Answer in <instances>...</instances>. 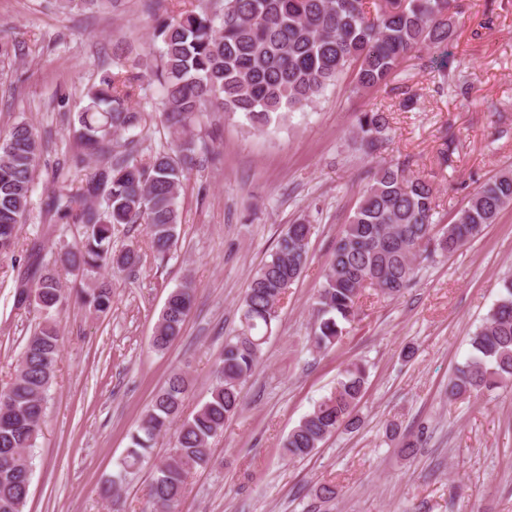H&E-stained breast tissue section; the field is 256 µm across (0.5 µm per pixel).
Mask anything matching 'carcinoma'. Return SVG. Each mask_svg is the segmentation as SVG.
<instances>
[{"instance_id": "cac0c4a2", "label": "carcinoma", "mask_w": 512, "mask_h": 512, "mask_svg": "<svg viewBox=\"0 0 512 512\" xmlns=\"http://www.w3.org/2000/svg\"><path fill=\"white\" fill-rule=\"evenodd\" d=\"M456 0H221L218 10L200 6L156 20L161 42L151 69L162 91L159 116L176 137L174 146L154 148L144 113L131 101L141 87L139 63L118 54L87 104L69 124L82 151L67 169L47 204L80 228V239L65 244L53 264H38L15 289V307L36 315L14 375L0 388V512H23L33 468L32 449L40 432L46 398L59 357L56 314L68 288L59 269L90 282L83 304L100 314L112 308V288L96 278L112 266L139 263L128 248L112 251L120 228L142 224L155 251L167 254L178 242L179 191L195 161V127L212 112L240 113L260 131L314 104L328 85L349 72L353 91L377 89L409 60L428 67L426 53H439L443 81L468 89L464 62L448 52L460 26ZM389 113L368 110L355 116L352 141L377 159L348 224L336 239L315 297L311 339L319 349L339 342L359 316L360 299L371 288L396 299L417 276L420 258L446 255L496 223L512 205V170L482 185L450 222L440 226L434 189L408 173V159L386 160L392 140ZM41 137L27 122L0 134V259L15 256L20 225L29 215L35 162ZM312 225H288L275 250L254 273L240 304L239 332L226 339L209 397L181 419L189 380L172 372L129 435L116 474L100 493L108 497L126 478L151 461L158 438L179 422L166 459L154 464L151 512H178L191 475L212 462L210 441L242 410L240 385L253 371L277 318L278 298L304 272ZM192 288L172 290L157 320L151 346L164 351L180 335L192 308ZM471 352L448 383V400H465L486 390L512 386V277L503 280L498 300L471 337ZM368 373L352 364L334 391L294 426L283 448L305 458L339 430L355 431L357 407Z\"/></svg>"}]
</instances>
